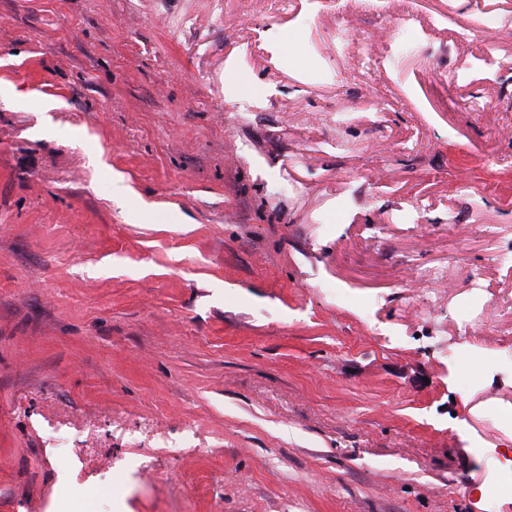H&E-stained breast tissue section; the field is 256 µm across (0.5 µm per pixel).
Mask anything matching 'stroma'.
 <instances>
[{
  "label": "stroma",
  "instance_id": "obj_1",
  "mask_svg": "<svg viewBox=\"0 0 512 512\" xmlns=\"http://www.w3.org/2000/svg\"><path fill=\"white\" fill-rule=\"evenodd\" d=\"M271 3L0 0V512H512V364L457 373L512 347V31L471 28L512 0H372L405 56L354 0ZM412 14L410 10L402 11L396 14H386L380 18L379 27L382 32L393 34L399 30L407 31L398 34L397 49L399 54H409L414 49L413 35L416 33L415 27L411 26ZM331 46L336 49V53H351L357 60L358 80L354 85L360 90L368 87L366 75L375 61L374 51L371 44L358 40L354 30L346 18H342L336 23V27L331 29Z\"/></svg>",
  "mask_w": 512,
  "mask_h": 512
}]
</instances>
